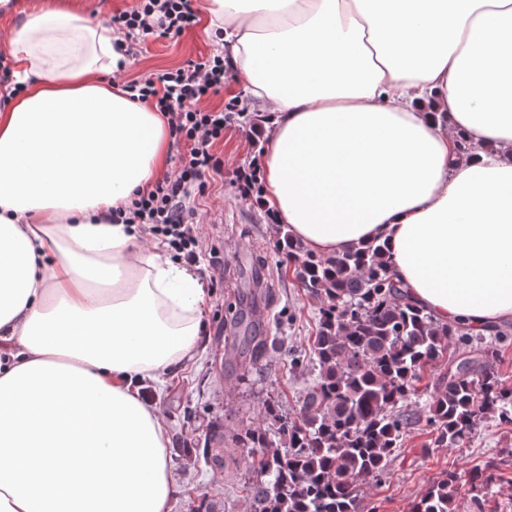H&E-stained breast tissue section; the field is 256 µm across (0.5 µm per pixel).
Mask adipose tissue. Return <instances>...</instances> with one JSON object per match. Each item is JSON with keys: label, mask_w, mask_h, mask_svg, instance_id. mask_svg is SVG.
<instances>
[{"label": "adipose tissue", "mask_w": 512, "mask_h": 512, "mask_svg": "<svg viewBox=\"0 0 512 512\" xmlns=\"http://www.w3.org/2000/svg\"><path fill=\"white\" fill-rule=\"evenodd\" d=\"M203 20L267 114L279 223L325 257L385 242L440 322H512V0H205ZM116 41L59 0L10 41L0 512H170L176 493L140 388L196 348L208 296L108 219L168 164L165 118L99 79Z\"/></svg>", "instance_id": "1"}]
</instances>
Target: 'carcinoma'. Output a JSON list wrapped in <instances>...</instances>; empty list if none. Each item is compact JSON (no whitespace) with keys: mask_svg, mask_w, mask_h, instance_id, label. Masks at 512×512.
<instances>
[{"mask_svg":"<svg viewBox=\"0 0 512 512\" xmlns=\"http://www.w3.org/2000/svg\"><path fill=\"white\" fill-rule=\"evenodd\" d=\"M277 252L320 303L310 347L317 376L299 415L265 406L270 426L237 434L259 480L252 512H359V481L382 479L406 429V401L421 373L441 363L425 410L440 446L470 438L482 420L512 424V386L496 369L507 333L475 334L405 301L384 244L333 258L313 253L278 225ZM456 475L431 485L416 512H454Z\"/></svg>","mask_w":512,"mask_h":512,"instance_id":"carcinoma-1","label":"carcinoma"}]
</instances>
